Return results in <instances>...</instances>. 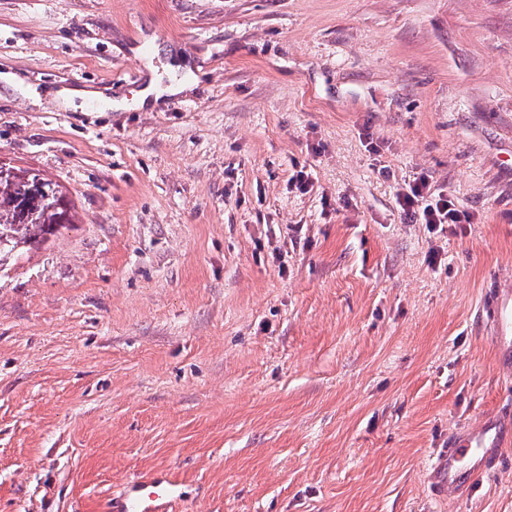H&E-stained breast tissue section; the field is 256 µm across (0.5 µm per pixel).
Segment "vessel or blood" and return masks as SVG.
Returning <instances> with one entry per match:
<instances>
[{"label":"vessel or blood","mask_w":512,"mask_h":512,"mask_svg":"<svg viewBox=\"0 0 512 512\" xmlns=\"http://www.w3.org/2000/svg\"><path fill=\"white\" fill-rule=\"evenodd\" d=\"M488 323L496 343L504 347L500 366L512 370V348L505 341L512 335V289H495L488 305ZM512 446V419L498 415L483 418L475 427L450 433L447 447L434 455L428 478L432 494L454 500L471 490L474 480L496 468ZM180 498L176 479L169 475L143 473L128 485L114 512H174Z\"/></svg>","instance_id":"obj_1"}]
</instances>
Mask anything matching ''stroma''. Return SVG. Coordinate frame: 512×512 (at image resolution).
Segmentation results:
<instances>
[{"label": "stroma", "instance_id": "1", "mask_svg": "<svg viewBox=\"0 0 512 512\" xmlns=\"http://www.w3.org/2000/svg\"><path fill=\"white\" fill-rule=\"evenodd\" d=\"M0 162L72 207L0 267V512H512V457L426 482L512 408V0H0ZM186 86V83L182 80H173L165 86L152 82L150 86L140 93L139 105L140 107H144L147 103L157 105L161 98L179 94ZM396 203L406 217L415 223L426 224L432 232L444 230V224H461V216L468 218L447 194L432 185L427 175L405 184ZM512 284L507 288H494L488 305V323L496 344L503 343V360L499 364L509 375L512 370V345L505 346L508 336L512 335ZM512 339V336H511ZM512 443V418H483L475 427L448 435V448L434 454L428 478L432 494L440 500H455L472 488L474 480L496 468ZM181 495L173 476L142 473L134 478L114 512H173Z\"/></svg>", "mask_w": 512, "mask_h": 512}]
</instances>
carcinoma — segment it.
<instances>
[{
    "instance_id": "obj_1",
    "label": "carcinoma",
    "mask_w": 512,
    "mask_h": 512,
    "mask_svg": "<svg viewBox=\"0 0 512 512\" xmlns=\"http://www.w3.org/2000/svg\"><path fill=\"white\" fill-rule=\"evenodd\" d=\"M71 223L62 192L37 175L0 176V267L4 258L47 241Z\"/></svg>"
}]
</instances>
